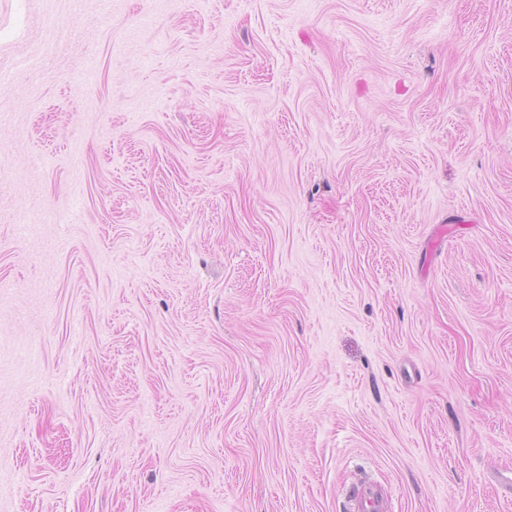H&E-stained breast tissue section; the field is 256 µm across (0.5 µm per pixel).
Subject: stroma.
<instances>
[{
	"label": "stroma",
	"instance_id": "35a3bbf8",
	"mask_svg": "<svg viewBox=\"0 0 512 512\" xmlns=\"http://www.w3.org/2000/svg\"><path fill=\"white\" fill-rule=\"evenodd\" d=\"M0 512H512V0H0ZM352 498L358 504L354 507L357 512H387L382 497L371 488L354 490Z\"/></svg>",
	"mask_w": 512,
	"mask_h": 512
}]
</instances>
